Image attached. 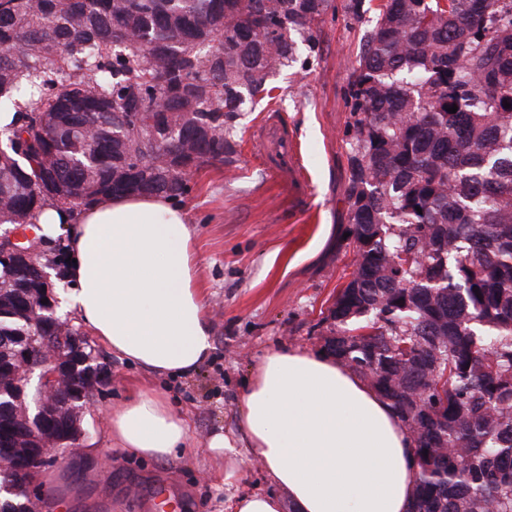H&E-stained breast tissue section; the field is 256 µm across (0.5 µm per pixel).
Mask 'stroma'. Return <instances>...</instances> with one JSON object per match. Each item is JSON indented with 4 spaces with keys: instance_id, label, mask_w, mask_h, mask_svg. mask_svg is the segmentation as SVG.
<instances>
[{
    "instance_id": "35a3bbf8",
    "label": "stroma",
    "mask_w": 512,
    "mask_h": 512,
    "mask_svg": "<svg viewBox=\"0 0 512 512\" xmlns=\"http://www.w3.org/2000/svg\"><path fill=\"white\" fill-rule=\"evenodd\" d=\"M348 3L333 0L316 47L299 45L292 67L273 78V98L247 105L236 119L230 162L194 174L182 199L204 268L214 351L198 372L158 384L192 420L188 446L165 463L112 447L109 413L150 373L91 339L108 378L93 392L82 448L41 471L51 479L43 487L49 498L85 512H162L165 501L176 512H224V456L207 452L208 441L234 431L245 381L264 351H321L329 332L322 314L352 271L347 93L374 15H354ZM272 112L298 144L307 195H290L262 156L260 126ZM89 448L103 464L86 461Z\"/></svg>"
}]
</instances>
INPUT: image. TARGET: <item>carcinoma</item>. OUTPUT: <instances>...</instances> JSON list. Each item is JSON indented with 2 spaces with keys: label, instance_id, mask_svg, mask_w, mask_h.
Returning a JSON list of instances; mask_svg holds the SVG:
<instances>
[{
  "label": "carcinoma",
  "instance_id": "carcinoma-1",
  "mask_svg": "<svg viewBox=\"0 0 512 512\" xmlns=\"http://www.w3.org/2000/svg\"><path fill=\"white\" fill-rule=\"evenodd\" d=\"M330 0H0V224L99 195L174 200L234 153L246 100L313 44ZM224 34V46H214ZM352 72L346 187L353 278L324 351L413 435L412 512H512V0H381ZM457 106L451 113L447 108ZM92 140L84 143V131ZM0 263V512H35L61 448H25L16 344L59 347L55 288ZM48 303L43 304L41 300ZM49 396L66 440L93 348Z\"/></svg>",
  "mask_w": 512,
  "mask_h": 512
}]
</instances>
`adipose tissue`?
Returning <instances> with one entry per match:
<instances>
[{
  "instance_id": "obj_1",
  "label": "adipose tissue",
  "mask_w": 512,
  "mask_h": 512,
  "mask_svg": "<svg viewBox=\"0 0 512 512\" xmlns=\"http://www.w3.org/2000/svg\"><path fill=\"white\" fill-rule=\"evenodd\" d=\"M41 235L65 236V308L113 352L153 374L195 372L213 351L206 282L187 208L156 195L102 196L77 213L45 208ZM190 434L164 393L136 384L109 414L114 447L176 458ZM223 453L224 512H410L415 442L369 384L335 357L267 351L249 374ZM264 466L276 490L242 493L236 458Z\"/></svg>"
}]
</instances>
